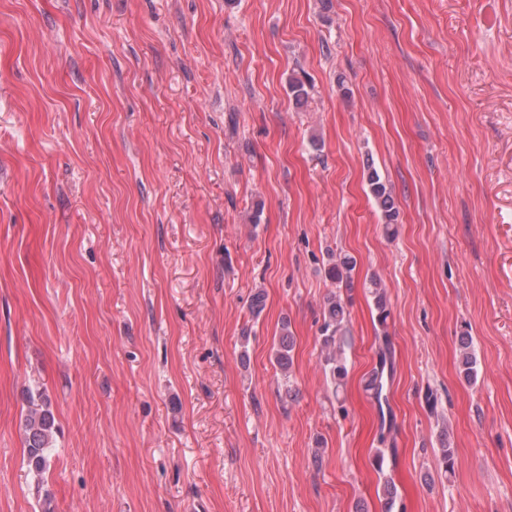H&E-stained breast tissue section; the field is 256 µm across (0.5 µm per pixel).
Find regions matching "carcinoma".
<instances>
[{
  "label": "carcinoma",
  "mask_w": 512,
  "mask_h": 512,
  "mask_svg": "<svg viewBox=\"0 0 512 512\" xmlns=\"http://www.w3.org/2000/svg\"><path fill=\"white\" fill-rule=\"evenodd\" d=\"M289 91L296 107L307 105L309 92L303 81L295 79L289 82ZM367 183L370 193L381 214L385 232L391 236L395 234V225L398 224L399 209L391 189L382 179L378 170L371 164L367 165ZM355 259L348 254H339L328 268V276L336 287H341L352 270ZM374 288L375 306L378 310V321L386 326L389 311L386 307L384 289L380 283L372 282ZM348 318L347 303L339 296L332 295L327 298L323 308V323L321 327L322 346L325 351V370L329 373L335 387L343 385L347 376V366L343 357L342 333ZM294 338L288 329V323H283L274 351V362L284 373L292 363L291 352ZM460 364L464 378L472 381L477 373V359L473 349L472 337L464 333L459 336ZM379 367L375 368L369 376L368 388L376 401H381L386 385L385 368L392 364L391 346L388 336H382V346L378 351ZM24 445L26 448V464L28 470L38 478H43L52 466V448L54 436L58 431V424L50 403L40 390L28 391V410L22 421ZM440 448L437 456V470L446 475L453 470L454 449L450 448L448 434L439 438Z\"/></svg>",
  "instance_id": "1"
}]
</instances>
